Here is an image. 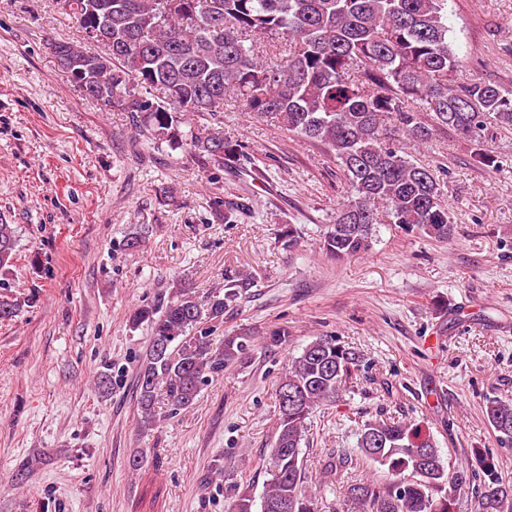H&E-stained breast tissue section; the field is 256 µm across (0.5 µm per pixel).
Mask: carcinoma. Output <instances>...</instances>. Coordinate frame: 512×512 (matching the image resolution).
<instances>
[{"label":"carcinoma","mask_w":512,"mask_h":512,"mask_svg":"<svg viewBox=\"0 0 512 512\" xmlns=\"http://www.w3.org/2000/svg\"><path fill=\"white\" fill-rule=\"evenodd\" d=\"M79 25L106 23L105 41L58 42L64 72L93 55L101 78L112 77V109L185 145L179 112H222L235 98L255 117L271 116L295 137L325 145L345 187L320 248L345 259L372 248L382 223L446 242L455 224L445 202L443 172L414 163L386 136L392 121L426 145L450 130L484 149L496 130L512 131V91L461 77L462 59L448 38V0H66ZM186 145L210 160L233 162L242 145L217 133ZM16 228L0 223V274L9 270ZM247 285L224 276V287L198 296L182 284L167 301L135 308L128 326L146 323L149 348L135 376L139 419L157 427L156 408L173 414L194 402L203 385L253 347L252 338L211 336L204 325ZM358 355L319 336L288 360L275 388L278 418L269 475L260 499L239 495L229 512H320L306 491L303 445L315 409L348 390ZM483 415L499 441L512 445V399L488 398ZM356 448L383 476L352 485L346 512H456L462 490L477 483L475 512H508L512 485L494 458L476 448L477 468H448L433 434L414 420L375 418L357 433Z\"/></svg>","instance_id":"1"}]
</instances>
